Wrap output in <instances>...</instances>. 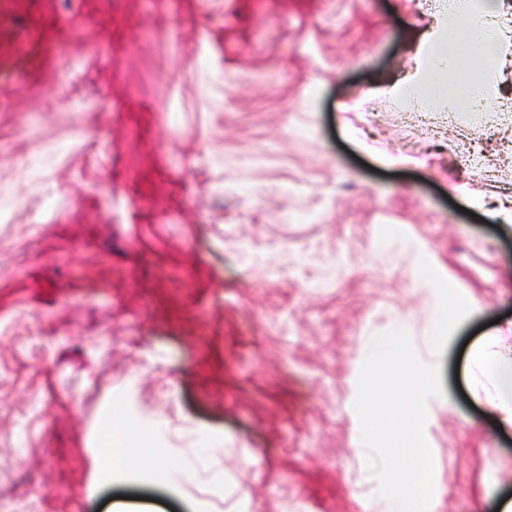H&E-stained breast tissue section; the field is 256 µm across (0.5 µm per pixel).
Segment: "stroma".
<instances>
[{"label":"stroma","mask_w":512,"mask_h":512,"mask_svg":"<svg viewBox=\"0 0 512 512\" xmlns=\"http://www.w3.org/2000/svg\"><path fill=\"white\" fill-rule=\"evenodd\" d=\"M433 10L0 0V512H384L354 402L395 318L440 367L430 512L512 500L472 395L512 76L479 122L383 96Z\"/></svg>","instance_id":"stroma-1"}]
</instances>
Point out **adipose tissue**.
<instances>
[{
  "label": "adipose tissue",
  "instance_id": "ef3b65f1",
  "mask_svg": "<svg viewBox=\"0 0 512 512\" xmlns=\"http://www.w3.org/2000/svg\"><path fill=\"white\" fill-rule=\"evenodd\" d=\"M416 70L386 88L425 112L492 111L496 82L512 62V0H438L435 21L419 38ZM477 365L494 392L487 404L502 426L512 427V324L486 337Z\"/></svg>",
  "mask_w": 512,
  "mask_h": 512
}]
</instances>
